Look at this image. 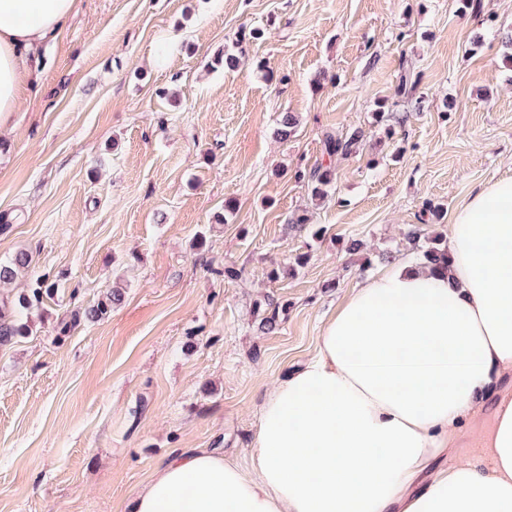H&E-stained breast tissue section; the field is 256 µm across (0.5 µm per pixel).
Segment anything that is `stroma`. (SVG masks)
Returning a JSON list of instances; mask_svg holds the SVG:
<instances>
[{
	"label": "stroma",
	"mask_w": 512,
	"mask_h": 512,
	"mask_svg": "<svg viewBox=\"0 0 512 512\" xmlns=\"http://www.w3.org/2000/svg\"><path fill=\"white\" fill-rule=\"evenodd\" d=\"M481 5L81 0L0 126V261L31 256L8 291L56 284L22 313L28 334L0 345V512H128L188 448L248 468L263 399L379 254L421 258L473 192L512 178V0ZM254 28L237 71L216 65ZM286 112L298 126L283 140ZM354 129L359 154H324L326 134ZM321 164L335 184L315 203L301 175ZM431 205L440 219L423 220ZM303 213L321 238L292 228ZM112 288L121 305L73 322Z\"/></svg>",
	"instance_id": "obj_1"
}]
</instances>
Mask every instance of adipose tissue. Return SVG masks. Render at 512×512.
Instances as JSON below:
<instances>
[{
	"label": "adipose tissue",
	"instance_id": "1",
	"mask_svg": "<svg viewBox=\"0 0 512 512\" xmlns=\"http://www.w3.org/2000/svg\"><path fill=\"white\" fill-rule=\"evenodd\" d=\"M79 0H0V119ZM448 271L392 263L326 321L260 411L250 467L177 454L130 512H512V178L451 216ZM489 423L467 456L451 435Z\"/></svg>",
	"mask_w": 512,
	"mask_h": 512
}]
</instances>
